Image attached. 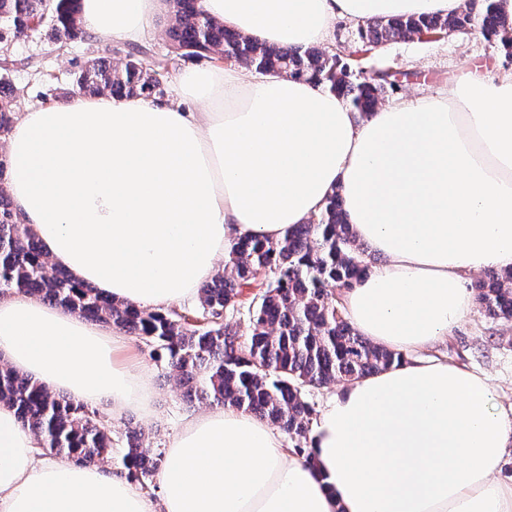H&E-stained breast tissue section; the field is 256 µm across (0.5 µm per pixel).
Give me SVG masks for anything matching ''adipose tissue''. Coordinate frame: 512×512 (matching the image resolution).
<instances>
[{
  "label": "adipose tissue",
  "mask_w": 512,
  "mask_h": 512,
  "mask_svg": "<svg viewBox=\"0 0 512 512\" xmlns=\"http://www.w3.org/2000/svg\"><path fill=\"white\" fill-rule=\"evenodd\" d=\"M269 44L329 42L336 19L447 16L467 0H200ZM164 0H82L104 43L155 33ZM6 188L56 266L142 308L194 302L243 236L269 241L339 193L358 241L383 257L344 297L347 318L397 352L444 339L472 305L465 275L512 270V76L475 69L436 99L366 117L336 93L238 63L179 69L166 100L77 94L22 113ZM106 325L22 294L0 296V358L113 418L150 416L148 380ZM0 404V512H512L496 477L512 417L489 378L408 360L347 382L307 454L233 406L186 419L151 500L105 467L38 453Z\"/></svg>",
  "instance_id": "obj_1"
}]
</instances>
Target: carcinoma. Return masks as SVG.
Listing matches in <instances>:
<instances>
[{
  "label": "carcinoma",
  "instance_id": "carcinoma-1",
  "mask_svg": "<svg viewBox=\"0 0 512 512\" xmlns=\"http://www.w3.org/2000/svg\"><path fill=\"white\" fill-rule=\"evenodd\" d=\"M166 30L177 58L224 60L261 74H288L344 98L362 116L374 111L394 85L392 75L354 74L338 53L309 47L288 50L259 42L210 18L199 0H169ZM81 0H0V31L23 39L48 36L58 49L89 40L81 21ZM479 28L500 40L512 57V18L495 0H469L456 15L401 16L360 28L362 43L378 47L395 39L442 31L448 35ZM150 48L128 52L119 63L105 57L88 61L76 74V91L124 97L163 94ZM17 89L0 74V137L14 122ZM7 156L0 155V294L21 293L64 306L95 322L115 326L154 348L168 377L185 390L188 402L227 404L278 427L303 454L309 443L314 410L311 388L352 381L399 365L404 356L373 345L347 320L339 296L367 275V255L347 222L343 201L333 193L324 209L306 224L288 229L277 242L245 238L237 242L224 270L200 289L194 314L170 307L140 309L102 296L74 282L42 250L30 227L20 222L3 186ZM275 283L254 295L248 309L245 341L227 318L239 311L242 288L257 275ZM481 311L493 320L512 322V271L488 270L473 286ZM0 402L15 408L21 423L40 439L41 448L78 465L112 464L122 452L124 475L152 480L166 462L165 453L148 444L140 426L113 439L112 427L98 411L60 395L0 363Z\"/></svg>",
  "mask_w": 512,
  "mask_h": 512
}]
</instances>
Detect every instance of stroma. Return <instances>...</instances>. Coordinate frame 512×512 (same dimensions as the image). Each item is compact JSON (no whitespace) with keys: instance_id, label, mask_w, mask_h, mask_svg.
<instances>
[{"instance_id":"35a3bbf8","label":"stroma","mask_w":512,"mask_h":512,"mask_svg":"<svg viewBox=\"0 0 512 512\" xmlns=\"http://www.w3.org/2000/svg\"><path fill=\"white\" fill-rule=\"evenodd\" d=\"M104 52L115 60L121 57L116 45L93 40L63 51L55 50L44 37L1 42L0 61L6 62L12 82L21 90L17 112L55 103L58 88L71 86L79 68ZM362 65L369 71L388 69L395 73V85L382 99L386 105L402 97H440L451 82L477 65L500 75L512 74V58L506 57L498 41L477 29L449 38L389 41L372 49ZM126 342L135 367L154 389V415L146 420L138 411H128L126 420L113 422L112 431L119 436L126 421L140 422L155 430L158 447H165L185 419L200 414L201 409L183 403L174 384L162 377L151 346L132 336ZM419 356L484 372L494 386L496 405L512 414V323L490 319L479 307H471L447 338L420 351Z\"/></svg>"}]
</instances>
